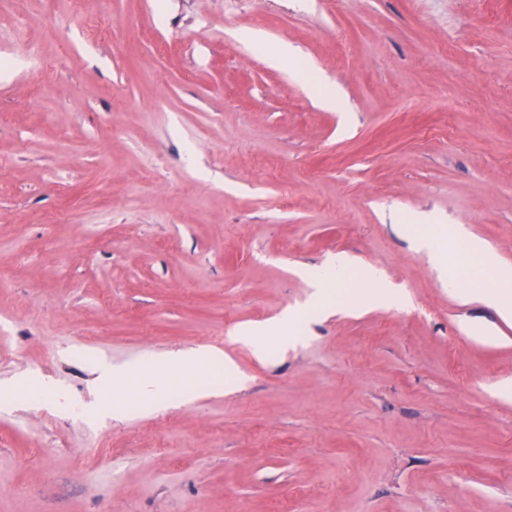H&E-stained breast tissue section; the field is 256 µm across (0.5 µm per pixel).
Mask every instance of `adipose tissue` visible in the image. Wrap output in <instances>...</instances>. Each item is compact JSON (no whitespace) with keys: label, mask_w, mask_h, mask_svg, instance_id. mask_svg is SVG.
Returning <instances> with one entry per match:
<instances>
[{"label":"adipose tissue","mask_w":512,"mask_h":512,"mask_svg":"<svg viewBox=\"0 0 512 512\" xmlns=\"http://www.w3.org/2000/svg\"><path fill=\"white\" fill-rule=\"evenodd\" d=\"M413 246L432 255L443 283L463 300L481 302L493 309L500 319L512 320V267L496 264L481 242L469 241L467 254L450 259L448 236L441 225L435 224L418 231L413 237ZM305 273L316 290L310 304L285 312L280 320L261 329L239 333V340L251 343L260 355L269 354L275 341L287 338L308 318L324 316L334 303L332 290L346 287L352 281L362 283L363 288L343 298V305L400 307L406 303L404 296L382 289L376 270L358 265L345 254L322 266L306 268ZM164 364L175 372V379L162 377L151 360L140 362L134 370L100 365L103 382L115 388L130 382L136 392L135 400L113 405L114 417L149 404L166 402L171 397L186 402L196 398L203 388L220 390L234 385L237 379L233 362L225 359L223 351L215 347L178 352L167 357Z\"/></svg>","instance_id":"1"}]
</instances>
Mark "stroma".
<instances>
[{"instance_id":"35a3bbf8","label":"stroma","mask_w":512,"mask_h":512,"mask_svg":"<svg viewBox=\"0 0 512 512\" xmlns=\"http://www.w3.org/2000/svg\"><path fill=\"white\" fill-rule=\"evenodd\" d=\"M105 5L102 40L0 0V512H512V322L410 244L430 214L512 266V0ZM344 253L407 306L234 341ZM202 346L239 389L111 418L95 363ZM312 89L324 107L336 109L338 112H350L342 93L334 86L313 79Z\"/></svg>"}]
</instances>
